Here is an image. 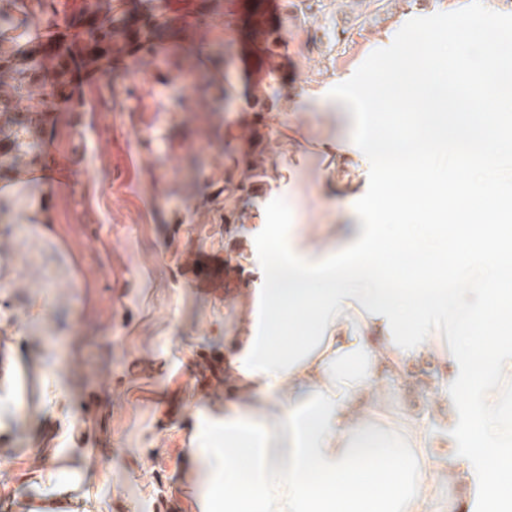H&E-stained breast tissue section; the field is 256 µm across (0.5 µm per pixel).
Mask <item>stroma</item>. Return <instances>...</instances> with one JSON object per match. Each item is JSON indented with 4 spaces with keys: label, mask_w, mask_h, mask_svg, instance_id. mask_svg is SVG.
I'll return each instance as SVG.
<instances>
[{
    "label": "stroma",
    "mask_w": 512,
    "mask_h": 512,
    "mask_svg": "<svg viewBox=\"0 0 512 512\" xmlns=\"http://www.w3.org/2000/svg\"><path fill=\"white\" fill-rule=\"evenodd\" d=\"M285 3L232 0L230 95L213 111H154L157 72L120 65L83 85L87 111L52 114L48 150L69 157L78 178L0 187L13 201L0 222V354L16 371L0 380V512L65 487L100 512H191L183 450L190 433L208 432L210 400L232 398L222 367L235 352L238 299L260 279L254 232L266 205L285 198L294 223L332 238L353 204L323 149L336 141V115L318 91L405 16L444 11L446 0H397L390 19L351 32L335 52L331 27L281 19ZM251 12L282 33L283 98L277 124L262 131L266 176L228 203L224 172L243 170L242 127L253 117L244 82L260 76ZM129 86L146 111H134ZM228 204L241 223L225 224ZM199 254L223 256L241 286L198 288L181 277L182 260ZM413 368L427 371L426 384L396 385L398 406L432 414L437 450L447 453L456 412L434 406L435 363ZM37 467L52 474L39 490Z\"/></svg>",
    "instance_id": "stroma-1"
}]
</instances>
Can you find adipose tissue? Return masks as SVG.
Instances as JSON below:
<instances>
[{
    "mask_svg": "<svg viewBox=\"0 0 512 512\" xmlns=\"http://www.w3.org/2000/svg\"><path fill=\"white\" fill-rule=\"evenodd\" d=\"M345 219L337 240L289 238L291 254L321 263L344 252L362 233L356 212ZM342 306L321 346L288 373L248 375L229 361L237 398L213 424L223 445L196 433L187 450L195 512H468L458 495L475 487L467 461L434 453L428 414L393 409V383L420 358L441 365L434 398L449 403L457 365L445 333L403 353L385 318L351 298Z\"/></svg>",
    "mask_w": 512,
    "mask_h": 512,
    "instance_id": "adipose-tissue-1",
    "label": "adipose tissue"
}]
</instances>
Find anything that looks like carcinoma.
<instances>
[{"label":"carcinoma","instance_id":"carcinoma-1","mask_svg":"<svg viewBox=\"0 0 512 512\" xmlns=\"http://www.w3.org/2000/svg\"><path fill=\"white\" fill-rule=\"evenodd\" d=\"M145 9L129 10L126 0H0V75L7 74L20 88H46L45 99L28 109L19 107L11 96H0V180L11 179L19 159L34 168L49 166L47 150L48 113L53 102L52 88L66 75L75 76L86 62L112 56V47H131L142 58L155 63L158 43L172 40L173 51L166 59L171 91L165 98L166 112H196L227 95L220 71H212L206 61L196 55V45L179 41L181 31L195 26L206 31L199 45L211 43L216 34L235 26L233 12L224 10V0H143ZM398 0H293L290 7L300 13L303 24L319 20L328 22L334 13H343L336 24L334 46L346 40V34L390 14V5ZM74 9L102 16L105 36L66 25L59 37L65 45L63 53L41 52L40 44L28 36L32 22L53 27L67 20ZM278 40L267 42L261 49L265 77L249 85L247 96L256 112L278 109L280 96L276 84Z\"/></svg>","mask_w":512,"mask_h":512}]
</instances>
